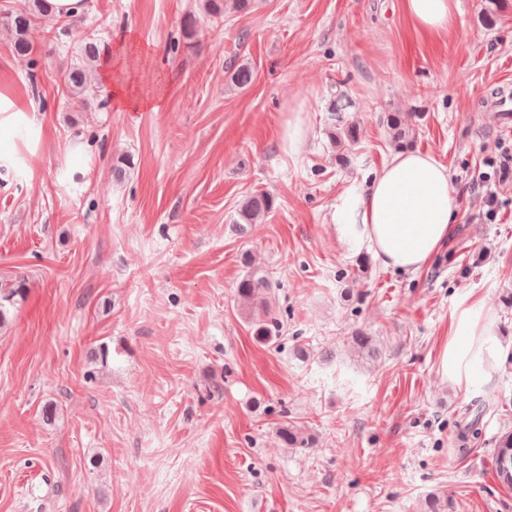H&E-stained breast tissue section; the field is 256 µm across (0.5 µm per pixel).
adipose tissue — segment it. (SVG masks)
Returning <instances> with one entry per match:
<instances>
[{
  "instance_id": "adipose-tissue-1",
  "label": "adipose tissue",
  "mask_w": 512,
  "mask_h": 512,
  "mask_svg": "<svg viewBox=\"0 0 512 512\" xmlns=\"http://www.w3.org/2000/svg\"><path fill=\"white\" fill-rule=\"evenodd\" d=\"M406 13L421 29L445 33L456 22V0H403ZM347 222L355 226L384 267L415 272L445 245L457 212L448 170L435 157L419 151L392 155L362 195L346 204ZM501 365L504 350L473 309L461 310L440 357L442 376L468 384L481 355Z\"/></svg>"
}]
</instances>
